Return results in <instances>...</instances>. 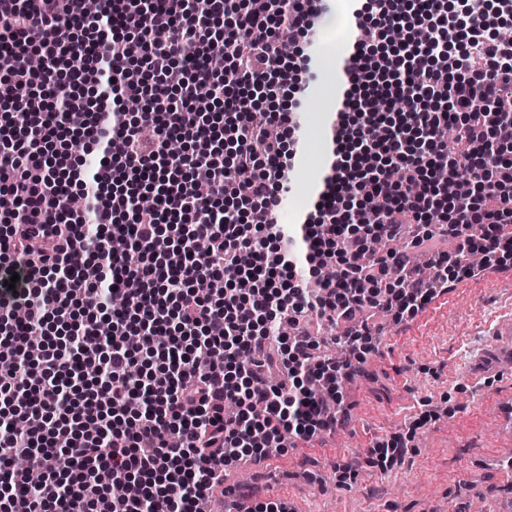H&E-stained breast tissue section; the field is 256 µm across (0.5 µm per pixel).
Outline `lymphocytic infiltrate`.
Masks as SVG:
<instances>
[{
	"label": "lymphocytic infiltrate",
	"instance_id": "1",
	"mask_svg": "<svg viewBox=\"0 0 512 512\" xmlns=\"http://www.w3.org/2000/svg\"><path fill=\"white\" fill-rule=\"evenodd\" d=\"M373 7L336 162L296 237L275 219L290 113L257 90L286 68L278 29L308 37L317 0H106L97 20L84 0H0V512H199L227 467L335 430L340 381L372 349L358 313L415 317L512 260V164L494 147L512 112V41L494 17L512 0H469L462 26L446 0ZM219 49L236 86L209 63ZM73 52L84 64L62 66ZM68 129L96 146V169L60 151ZM175 137L186 152L170 153ZM75 191L97 236L60 208ZM141 194L148 221L131 212ZM375 241L402 271L392 282L366 270ZM213 279L222 289L203 291ZM315 317L350 322L354 360L315 359Z\"/></svg>",
	"mask_w": 512,
	"mask_h": 512
}]
</instances>
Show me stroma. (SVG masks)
Listing matches in <instances>:
<instances>
[{
  "instance_id": "obj_1",
  "label": "stroma",
  "mask_w": 512,
  "mask_h": 512,
  "mask_svg": "<svg viewBox=\"0 0 512 512\" xmlns=\"http://www.w3.org/2000/svg\"><path fill=\"white\" fill-rule=\"evenodd\" d=\"M333 89L332 77L313 64L299 114L295 187L283 197L286 224L298 223L315 200L313 166L326 142L310 128L328 127ZM510 306L512 278H481L452 288L441 309L410 321L368 311L379 330V351L342 385L347 425L319 435L314 447L288 446L279 475L246 462L225 471V485L284 488L299 512H474L478 503L499 512L512 501V480L494 478L492 471L512 460V439L498 435L496 405L512 400V374L473 378L468 367L482 342V324ZM395 434L411 435L409 452L384 473L367 450ZM344 462L355 463L358 472L346 486L336 470Z\"/></svg>"
}]
</instances>
